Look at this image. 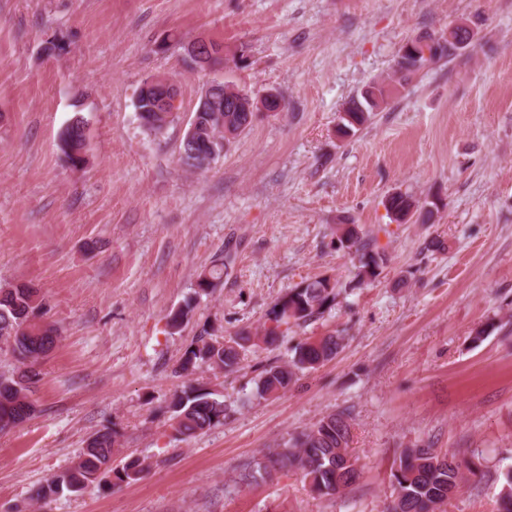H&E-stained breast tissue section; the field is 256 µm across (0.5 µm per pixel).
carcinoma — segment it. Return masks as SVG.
<instances>
[{"label": "carcinoma", "mask_w": 512, "mask_h": 512, "mask_svg": "<svg viewBox=\"0 0 512 512\" xmlns=\"http://www.w3.org/2000/svg\"><path fill=\"white\" fill-rule=\"evenodd\" d=\"M425 43L429 56L414 59L418 67L441 58L461 54L460 49L444 35L433 38H417L406 43L397 56L390 77L391 84L403 85L415 70L404 65V59L411 48ZM390 84L375 82L362 97L349 102L344 112L352 115L354 121L339 116L337 132L348 137L366 124L371 115L388 103ZM216 111L196 112L194 117L204 128L206 139L198 149L215 150L220 155L224 144L230 141L226 133L238 135L246 125V113L224 111V89L215 93ZM150 98L143 96L137 108L144 110L140 120L150 132L159 133L168 125L166 116L150 111ZM60 148L72 165L83 161L86 148V125L82 118L73 119L60 135ZM413 206L422 211V218L431 219L432 211L423 209L412 197L396 193L390 195L387 211L394 221H400L403 206ZM341 246L352 249L358 258V283L371 282L381 273L385 258L363 242L355 225L341 224L336 228ZM336 298L335 286L327 279L314 280L291 289L273 305L263 326L262 333L237 332L218 341L212 338L208 328L201 329L197 339L185 351L178 366V372L192 374L206 365L211 368L231 370L239 365L241 353L261 342L274 344L281 327L291 323H305L322 315ZM39 289L20 284L0 288V338L17 362L16 371L0 375V432L9 431L34 414L33 403L29 400L30 388L41 380V361L55 348L56 328L45 323L32 325L29 332L20 331L22 324L36 316L41 309ZM342 347V337L336 335L307 339L294 347V355L284 365H270L261 371L259 394L275 396L288 391L298 380V374L311 370L333 358ZM177 431L187 437L201 434L222 423L227 408L217 394L201 387L190 386L174 395L169 403ZM349 414L342 411L321 419L313 428L290 439L283 447L269 451L256 466L244 470L239 481L249 483L260 475L270 476L283 468H293L303 474L314 493L320 497L334 496L353 485L360 477L356 460L348 453L350 441ZM112 432L98 431L88 437L76 460L53 475L33 492V498L47 501L64 492L78 493L87 488L97 487L112 478L118 483L139 480L147 470L145 461L138 457L128 458L122 466H112L114 456ZM396 485L397 496L390 512H438L448 498L455 493L462 479V463L441 457L429 448H407L399 458V466L391 472ZM498 512H512V470L504 474V484L499 496Z\"/></svg>", "instance_id": "cac0c4a2"}]
</instances>
